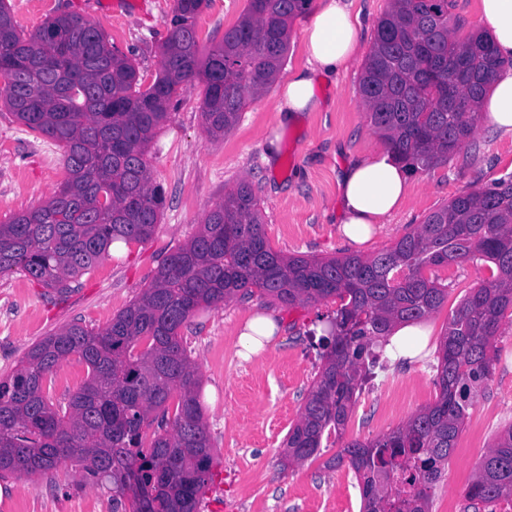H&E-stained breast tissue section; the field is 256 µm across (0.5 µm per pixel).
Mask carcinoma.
I'll return each instance as SVG.
<instances>
[{
	"mask_svg": "<svg viewBox=\"0 0 512 512\" xmlns=\"http://www.w3.org/2000/svg\"><path fill=\"white\" fill-rule=\"evenodd\" d=\"M208 2L176 0L160 69L145 86L132 58L97 24L61 14L27 35L0 0V103L56 143L67 171L41 206L0 224V274L18 270L63 291L113 243L149 240L164 198L147 152L179 90L203 81L205 130L224 136L247 96L272 85L286 61L291 23L312 0H248L238 23L204 54L196 19ZM451 7L452 0H391L360 83L371 124L411 168L444 164L467 144L503 65L488 35H454ZM474 258L492 263L496 274L448 321L435 402L373 440H344L356 390L379 366L374 343L397 323L418 324L438 312L448 296L425 270ZM256 291L288 306L341 301L320 338L323 365L282 454L311 459L333 436L341 448L327 466L354 472L361 512H430V492L474 392L492 375L493 342L512 310V176L462 193L370 256H285L265 236L251 186L225 191L199 232L161 262L142 296L107 328L65 326L0 380V472L28 477L75 462L112 483L122 512H196L213 456L201 378L179 331L197 309ZM73 355L89 374L63 406L45 382ZM154 423L158 431L146 447L143 433ZM399 471L407 486L401 502ZM466 498L474 512L512 502V426L482 460Z\"/></svg>",
	"mask_w": 512,
	"mask_h": 512,
	"instance_id": "carcinoma-1",
	"label": "carcinoma"
}]
</instances>
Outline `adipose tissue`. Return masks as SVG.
Here are the masks:
<instances>
[{"mask_svg": "<svg viewBox=\"0 0 512 512\" xmlns=\"http://www.w3.org/2000/svg\"><path fill=\"white\" fill-rule=\"evenodd\" d=\"M481 19L493 34L498 54L512 58V0H480ZM306 64L285 82L276 106L279 125L318 109V75L333 76L353 58L359 42V17L347 0H321L303 32ZM484 121L512 136V68L494 78L491 96L480 106ZM411 173L388 149L344 169L338 180L342 219L339 229L352 243H366L375 226L388 223L410 192Z\"/></svg>", "mask_w": 512, "mask_h": 512, "instance_id": "1", "label": "adipose tissue"}]
</instances>
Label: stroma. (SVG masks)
Returning a JSON list of instances; mask_svg holds the SVG:
<instances>
[{
    "mask_svg": "<svg viewBox=\"0 0 512 512\" xmlns=\"http://www.w3.org/2000/svg\"><path fill=\"white\" fill-rule=\"evenodd\" d=\"M7 6L27 33L58 14L81 15L121 51L134 52L140 77L149 81L159 68L158 46L168 35L175 0H138L137 6L110 10L92 0H7ZM246 6L247 0H210L197 20L201 50L219 44ZM389 8V0H352L361 23L357 51L345 70L321 82V107L302 113L296 125L278 127L275 107L288 76L306 63L302 29L308 15L292 22L288 56L275 82L262 96L247 99L225 136L205 132L202 81L186 85L147 154L153 180L165 193L152 238L111 252L64 292L19 271L0 275V379L12 375L35 343L64 326L108 327L148 287L164 256L194 236L204 215L240 181L252 184L263 230L276 251L332 257L375 254L459 194L512 176V137L478 124L468 146L447 163L413 170L408 199L367 244L357 247L340 235L338 180L348 165L384 145L368 119L359 83L375 29ZM273 138L278 152L269 163L265 151ZM65 178L61 149L1 108L0 224L41 205ZM435 273L447 285L448 298L423 323L429 331L424 347L414 358L385 363L357 392L346 439L365 442L388 433L435 402L438 349L448 319L470 288L491 276L485 262L470 260ZM336 308L332 299L289 307L255 295L200 309L181 329L201 377L200 403L213 454L212 479L198 512H360L354 473L326 465L336 448L302 464L280 462L288 430L320 370L319 339ZM260 311L274 313L280 330L246 361L238 354V334ZM494 345L493 373L473 395L432 492L431 512H464L465 492L479 464L498 434L512 426V317L503 320ZM87 374V366L71 357L48 377L46 388L53 400L67 402ZM0 512H112V486L75 463L28 478L7 474L0 477Z\"/></svg>",
    "mask_w": 512,
    "mask_h": 512,
    "instance_id": "obj_1",
    "label": "stroma"
}]
</instances>
